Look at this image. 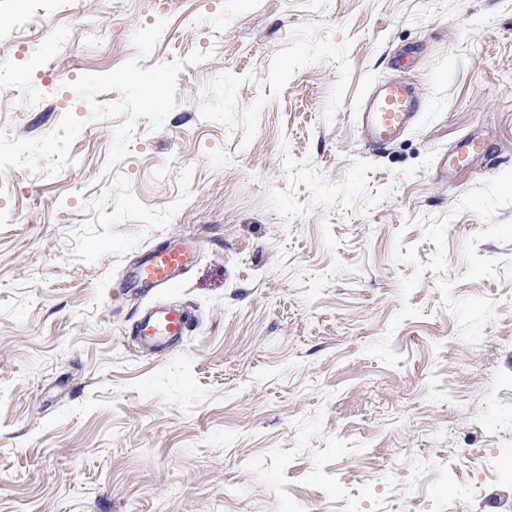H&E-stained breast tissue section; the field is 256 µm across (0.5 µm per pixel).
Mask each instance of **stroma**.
<instances>
[{
    "instance_id": "1",
    "label": "stroma",
    "mask_w": 512,
    "mask_h": 512,
    "mask_svg": "<svg viewBox=\"0 0 512 512\" xmlns=\"http://www.w3.org/2000/svg\"><path fill=\"white\" fill-rule=\"evenodd\" d=\"M12 9L0 512H433L463 453L458 512H512V0H70L24 45ZM388 80L423 109L371 151ZM173 241L195 327L145 355L136 270ZM485 148L484 137L468 135L460 139L448 153L442 156L440 168L447 171L467 169L484 158Z\"/></svg>"
}]
</instances>
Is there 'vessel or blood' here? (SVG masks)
<instances>
[{
	"label": "vessel or blood",
	"instance_id": "b4317fda",
	"mask_svg": "<svg viewBox=\"0 0 512 512\" xmlns=\"http://www.w3.org/2000/svg\"><path fill=\"white\" fill-rule=\"evenodd\" d=\"M418 110V98L405 83L378 82L359 109V122L371 145L386 146L411 127ZM485 148L484 137L466 136L443 155L440 167L447 171L469 168L484 158ZM196 260V253L177 246L148 249L138 265V282L150 291L167 288ZM189 328L182 307L159 302L141 314L136 334L144 349L159 351L165 344L182 342Z\"/></svg>",
	"mask_w": 512,
	"mask_h": 512
}]
</instances>
